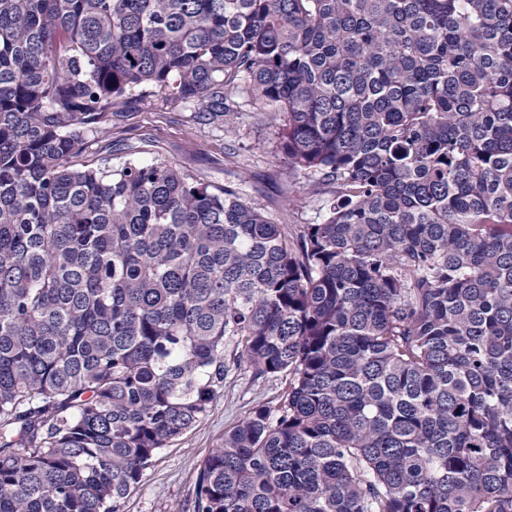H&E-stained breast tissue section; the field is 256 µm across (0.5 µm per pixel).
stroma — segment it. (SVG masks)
<instances>
[{"instance_id":"35a3bbf8","label":"stroma","mask_w":512,"mask_h":512,"mask_svg":"<svg viewBox=\"0 0 512 512\" xmlns=\"http://www.w3.org/2000/svg\"><path fill=\"white\" fill-rule=\"evenodd\" d=\"M281 122L258 111L247 96L238 100L233 125L224 128L196 119L183 104L156 101L129 107L100 148L118 158L137 146L145 160L167 161L215 187L238 186L245 201L274 223H320L323 198L310 192L313 175L289 173L278 151ZM285 388L284 377L257 378L248 368H232L208 415L163 450L126 498L123 512H172L178 505L192 512L204 458L255 404L277 406Z\"/></svg>"}]
</instances>
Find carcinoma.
I'll return each mask as SVG.
<instances>
[{
  "instance_id": "carcinoma-1",
  "label": "carcinoma",
  "mask_w": 512,
  "mask_h": 512,
  "mask_svg": "<svg viewBox=\"0 0 512 512\" xmlns=\"http://www.w3.org/2000/svg\"><path fill=\"white\" fill-rule=\"evenodd\" d=\"M242 93L321 223L92 151ZM230 349L194 512H512V0H0V512H122Z\"/></svg>"
}]
</instances>
